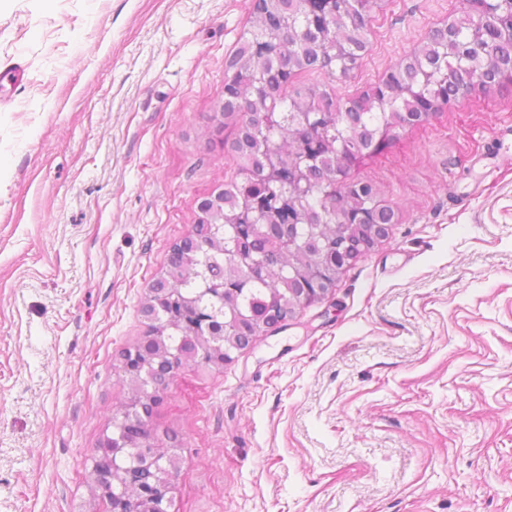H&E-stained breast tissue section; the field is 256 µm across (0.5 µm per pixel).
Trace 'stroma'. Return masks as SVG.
Returning <instances> with one entry per match:
<instances>
[{
  "label": "stroma",
  "instance_id": "1",
  "mask_svg": "<svg viewBox=\"0 0 512 512\" xmlns=\"http://www.w3.org/2000/svg\"><path fill=\"white\" fill-rule=\"evenodd\" d=\"M460 0H386L360 95ZM252 0H0V512H102L122 353L197 203L237 181L225 61ZM395 211L333 291L155 408L169 512H512V84L357 160Z\"/></svg>",
  "mask_w": 512,
  "mask_h": 512
}]
</instances>
